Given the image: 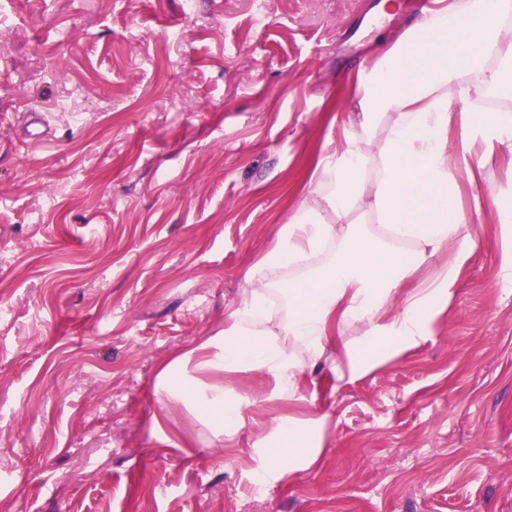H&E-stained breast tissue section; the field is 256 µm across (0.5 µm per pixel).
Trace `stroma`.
Returning a JSON list of instances; mask_svg holds the SVG:
<instances>
[{
    "label": "stroma",
    "instance_id": "stroma-1",
    "mask_svg": "<svg viewBox=\"0 0 512 512\" xmlns=\"http://www.w3.org/2000/svg\"><path fill=\"white\" fill-rule=\"evenodd\" d=\"M378 3L0 7V512H512V227L468 183L481 246L417 344L340 386L367 330L345 322L292 398L225 377L252 421L220 438L155 391L223 332L360 67L419 15L400 0L366 28ZM280 414L322 419V451L262 482L250 455Z\"/></svg>",
    "mask_w": 512,
    "mask_h": 512
}]
</instances>
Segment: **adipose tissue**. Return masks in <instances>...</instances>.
Returning a JSON list of instances; mask_svg holds the SVG:
<instances>
[{"label": "adipose tissue", "mask_w": 512, "mask_h": 512, "mask_svg": "<svg viewBox=\"0 0 512 512\" xmlns=\"http://www.w3.org/2000/svg\"><path fill=\"white\" fill-rule=\"evenodd\" d=\"M355 106L274 246L249 269L223 335L160 367L165 400L201 412L215 436L247 425L224 376L260 370L292 395L324 358L335 320L367 326L361 350L336 370L340 383L417 343L480 246L460 180L491 199L499 223H512V200L482 180L494 145L512 151V0H454L423 15L364 67ZM458 125L466 133L456 143ZM442 251L448 265L394 310L406 280ZM189 363L192 378L183 375ZM267 429L252 454L258 474L284 477L321 451L315 420L280 416Z\"/></svg>", "instance_id": "1"}]
</instances>
